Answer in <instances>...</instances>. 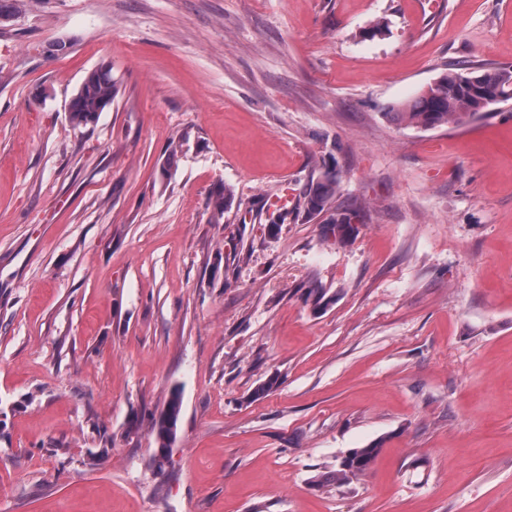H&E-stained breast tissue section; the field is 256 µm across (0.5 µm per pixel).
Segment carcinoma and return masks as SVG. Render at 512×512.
Instances as JSON below:
<instances>
[{
    "instance_id": "carcinoma-1",
    "label": "carcinoma",
    "mask_w": 512,
    "mask_h": 512,
    "mask_svg": "<svg viewBox=\"0 0 512 512\" xmlns=\"http://www.w3.org/2000/svg\"><path fill=\"white\" fill-rule=\"evenodd\" d=\"M463 77H482L494 83L497 90L494 100L496 104L512 100V67H471L441 75L415 99L398 107L394 115L401 122L429 129L455 124L466 116L483 111L478 99L461 82ZM118 92L117 82L112 78L109 66L97 67L85 76L71 99L70 119L78 126L93 124L98 113L112 105ZM335 194L336 179L326 177L300 193L298 210L307 218L329 214L324 220L327 234L339 243H347L353 237V219L358 216V211L353 208L339 214L332 212ZM232 203L233 194L228 187L209 198L208 208L211 209L212 223H222L224 212ZM181 405V392L174 388L169 394L164 412L151 422L150 432L155 442L152 462L160 469L165 466L169 448L177 437ZM379 453L380 447L377 444L351 448L346 451L345 457L336 460L334 469L319 475L313 483L323 488L330 485L339 487L358 481L371 470Z\"/></svg>"
}]
</instances>
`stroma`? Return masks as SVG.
<instances>
[{
	"label": "stroma",
	"instance_id": "35a3bbf8",
	"mask_svg": "<svg viewBox=\"0 0 512 512\" xmlns=\"http://www.w3.org/2000/svg\"><path fill=\"white\" fill-rule=\"evenodd\" d=\"M103 64L118 96L74 126ZM457 65H512V0H23L0 25V512H512V100L391 116ZM327 174L346 245L280 212ZM375 442L362 479L312 485ZM233 203V194L229 187H224L215 193L208 200V209H211V221L214 224L222 223L224 212L227 211ZM181 405V392L179 389L174 388L169 394L164 412L151 422L150 432L154 436L156 445L152 462L159 469L165 466L169 448H171V444L176 440Z\"/></svg>",
	"mask_w": 512,
	"mask_h": 512
}]
</instances>
